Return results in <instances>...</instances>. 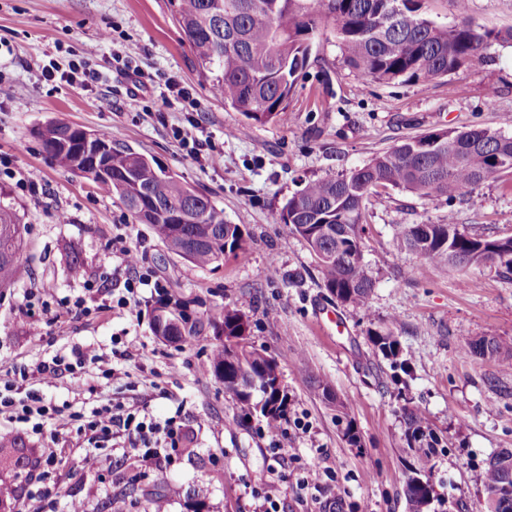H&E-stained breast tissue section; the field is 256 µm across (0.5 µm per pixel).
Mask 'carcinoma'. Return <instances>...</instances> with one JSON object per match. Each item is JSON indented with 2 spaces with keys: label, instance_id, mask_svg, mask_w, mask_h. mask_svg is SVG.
<instances>
[{
  "label": "carcinoma",
  "instance_id": "obj_1",
  "mask_svg": "<svg viewBox=\"0 0 512 512\" xmlns=\"http://www.w3.org/2000/svg\"><path fill=\"white\" fill-rule=\"evenodd\" d=\"M427 0H169L192 46L201 76L224 105L248 121L266 124L288 111L293 88L305 69L313 42L333 24L346 65L378 82H432L479 60L490 40L512 41L504 33L479 31L469 19L468 0H455L459 21L452 26L428 18ZM64 125L52 123L39 131L47 157L61 167L57 148ZM109 179L91 182L115 194L133 218L152 226L175 254L211 270L224 263V245L242 250L246 240L237 224L224 220V209L207 195L165 173L157 161L128 146L107 154ZM512 178V136L488 129L437 130L407 137L378 153L368 163L337 177L307 182L288 198L280 220L290 225L311 248L324 288L337 302L369 309L374 282L363 259L361 231L368 206L386 201V190L420 196L472 190L491 177ZM400 247L420 254L435 268L481 265L480 255L499 248L497 267L512 274V248L498 239L474 238L460 232L453 215L437 224H405L396 236ZM22 226L16 211L0 203V288L21 271ZM187 302L176 298L172 311L152 315L155 336L178 343L212 330L213 336L247 335L248 319L221 307L204 318L185 313ZM369 340L395 368H405L402 348L389 332L374 331ZM466 356H491L512 369V346L494 338L467 342ZM214 376L224 374V394L249 411H260L266 422L285 418L288 394L279 383L278 364L261 359L238 360L224 342L210 357ZM405 462L404 494L409 512H440L425 501L418 479L435 466L440 441L427 416L417 407L402 408ZM485 491L478 512H512V451L486 463ZM149 508L165 498L160 483L140 489Z\"/></svg>",
  "mask_w": 512,
  "mask_h": 512
}]
</instances>
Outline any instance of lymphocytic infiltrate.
<instances>
[{"instance_id": "obj_1", "label": "lymphocytic infiltrate", "mask_w": 512, "mask_h": 512, "mask_svg": "<svg viewBox=\"0 0 512 512\" xmlns=\"http://www.w3.org/2000/svg\"><path fill=\"white\" fill-rule=\"evenodd\" d=\"M30 374L26 369H16L12 380L0 389V421L23 422L36 432L47 425L58 429L75 428L94 446L93 452L84 458L87 468L97 469L99 449L107 447L122 432L127 433L135 456L144 461L170 457L183 440L182 429L172 418L163 421L140 419L131 413L114 412L109 407L94 409L87 415L64 413L63 409L46 403L37 391L30 389Z\"/></svg>"}]
</instances>
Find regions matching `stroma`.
Masks as SVG:
<instances>
[{"instance_id":"stroma-1","label":"stroma","mask_w":512,"mask_h":512,"mask_svg":"<svg viewBox=\"0 0 512 512\" xmlns=\"http://www.w3.org/2000/svg\"><path fill=\"white\" fill-rule=\"evenodd\" d=\"M476 26L512 29V0H470ZM138 52L125 57L126 44ZM91 45L111 67L102 83L47 82L49 63L67 65ZM154 83L128 94L139 74ZM193 89L194 112L163 104L166 78ZM26 95H18V87ZM70 123L111 132L207 194L224 218L246 235L244 250L218 269H201L172 253L152 227L135 222L118 197L51 162L39 131ZM209 139L223 160L214 166L191 155L173 132ZM484 128L512 136V42L490 41L480 63L427 84L370 81L345 65L334 30H325L293 90L288 112L265 125L246 124L226 109L199 74L194 51L168 0H0V201L25 226L21 273L0 288V382L8 370L36 369L74 348L111 357L116 342L135 340L111 377L86 365L80 382L58 378L49 388L31 379L46 401L71 409L109 405L159 419L176 418L185 450L170 461H138L123 438L101 449L98 470L84 469L82 437L64 430L35 434L25 424L0 429V444L36 457L55 456L45 478L21 475L23 512H66L79 500L87 512H144L132 486L162 480L165 512H185L189 492L210 512H260L259 491L279 467L280 512H408L399 456L401 409L413 404L444 442L431 482L450 512H476L485 496L487 460L512 450V370L494 358L464 357L467 340L494 337L512 345V275L480 265L462 273L433 268L398 246L403 224H436L454 215L469 236L512 235V180L492 178L452 197L393 190L369 206L362 233L364 262L374 281L369 311L344 306L324 288L306 243L279 219L286 200L310 180L334 177L367 163L403 138L443 129ZM144 246V266L158 286L138 290L135 310L124 296L116 235ZM79 265L84 280L74 278ZM176 295L197 316L228 306L249 320V340L273 357L288 393L289 417H302L296 440L304 459L320 457L341 483V497L314 499L298 487V465H276L266 421L244 414L212 374L213 335L179 344L159 340L150 313ZM81 305L71 318L61 310ZM346 323L337 331L328 313ZM40 323L42 339L28 329ZM397 336L407 361L392 368L368 340L372 331ZM328 382L329 392L319 389ZM347 405L346 422L336 404ZM353 424L358 445L343 435Z\"/></svg>"}]
</instances>
